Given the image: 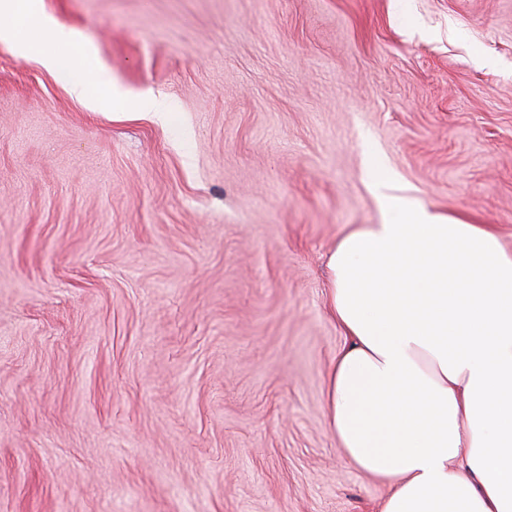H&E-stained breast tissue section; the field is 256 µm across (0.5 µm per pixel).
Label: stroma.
Instances as JSON below:
<instances>
[{
  "label": "stroma",
  "mask_w": 512,
  "mask_h": 512,
  "mask_svg": "<svg viewBox=\"0 0 512 512\" xmlns=\"http://www.w3.org/2000/svg\"><path fill=\"white\" fill-rule=\"evenodd\" d=\"M26 31L0 41V512H379L328 423V258L384 219L372 154L512 251V0H36ZM79 44L112 107L41 65ZM98 87L102 94H111L112 95V80L109 74L102 68H98L93 74L91 80H89L86 76L76 74L75 80L71 83V92L74 96L81 99L91 98L93 99L89 91H92V87ZM96 100L100 102L98 96H96ZM93 99L94 103L97 105V101Z\"/></svg>",
  "instance_id": "stroma-1"
}]
</instances>
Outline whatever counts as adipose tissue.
I'll return each instance as SVG.
<instances>
[{"label": "adipose tissue", "mask_w": 512, "mask_h": 512, "mask_svg": "<svg viewBox=\"0 0 512 512\" xmlns=\"http://www.w3.org/2000/svg\"><path fill=\"white\" fill-rule=\"evenodd\" d=\"M371 168L387 219L344 234L328 262L347 339L329 425L389 487L380 512H512V252Z\"/></svg>", "instance_id": "1"}]
</instances>
